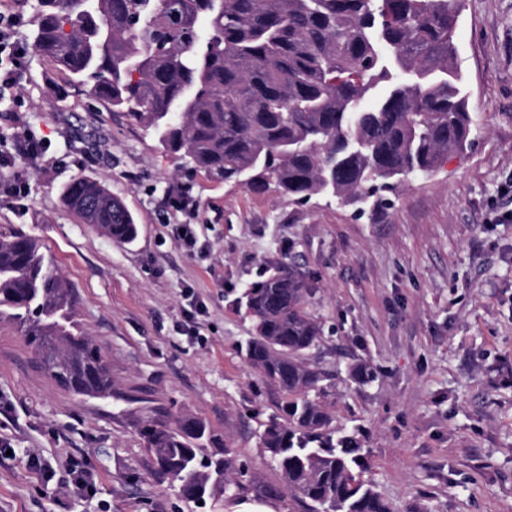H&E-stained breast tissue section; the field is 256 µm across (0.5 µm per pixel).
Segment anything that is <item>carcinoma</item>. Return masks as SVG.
Wrapping results in <instances>:
<instances>
[{
  "label": "carcinoma",
  "mask_w": 512,
  "mask_h": 512,
  "mask_svg": "<svg viewBox=\"0 0 512 512\" xmlns=\"http://www.w3.org/2000/svg\"><path fill=\"white\" fill-rule=\"evenodd\" d=\"M452 0H36V52L113 109L140 123L180 171H202L295 203L331 197L389 205L384 193L427 175L469 145L471 117L453 34ZM63 203L118 244L138 224L102 183L78 177ZM292 262L245 289L253 322L246 360L285 394L260 444L281 473L272 485L210 452L221 438L204 420L141 429L160 477L183 498L232 503L244 489L303 512H392L364 478V434L320 402L325 375L309 362L322 328ZM47 352L44 369L75 396L109 399L101 348L75 319L71 290L30 235L0 233V318Z\"/></svg>",
  "instance_id": "carcinoma-1"
}]
</instances>
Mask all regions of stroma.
I'll return each instance as SVG.
<instances>
[{"instance_id": "35a3bbf8", "label": "stroma", "mask_w": 512, "mask_h": 512, "mask_svg": "<svg viewBox=\"0 0 512 512\" xmlns=\"http://www.w3.org/2000/svg\"><path fill=\"white\" fill-rule=\"evenodd\" d=\"M468 83L470 145L412 179L393 206L355 215L336 199L295 205L205 173L34 51L0 92V145L30 134L42 159L0 168V232L36 237L72 290L76 319L112 372L108 401L78 397L41 368L20 329L0 322V512H258L242 493L200 506L154 474L144 424L185 414L226 436L238 463L277 484L259 446L284 393L240 348L252 322L235 301L273 264L295 258L327 334L313 360L340 428H361L368 476L393 512H512V0H464L454 34ZM77 177L104 183L136 218L118 245L60 198ZM22 192H15V182ZM188 188L193 210L169 204ZM192 225L187 251L171 235ZM370 365L359 384L350 366ZM52 464L44 480L31 455ZM80 459L84 498L65 470Z\"/></svg>"}]
</instances>
